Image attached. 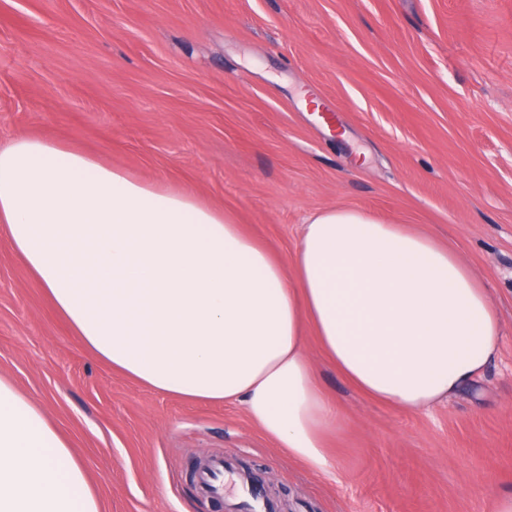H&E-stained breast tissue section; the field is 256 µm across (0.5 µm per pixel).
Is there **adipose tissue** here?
Instances as JSON below:
<instances>
[{
    "label": "adipose tissue",
    "mask_w": 512,
    "mask_h": 512,
    "mask_svg": "<svg viewBox=\"0 0 512 512\" xmlns=\"http://www.w3.org/2000/svg\"><path fill=\"white\" fill-rule=\"evenodd\" d=\"M0 228L96 358L163 395L243 404L321 473L337 412L309 340L362 395L412 411L480 377L498 347L471 268L362 210L308 216L287 263L189 191L25 137L0 147ZM0 512H101L69 443L2 377Z\"/></svg>",
    "instance_id": "ef3b65f1"
}]
</instances>
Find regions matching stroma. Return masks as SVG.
<instances>
[{
	"label": "stroma",
	"mask_w": 512,
	"mask_h": 512,
	"mask_svg": "<svg viewBox=\"0 0 512 512\" xmlns=\"http://www.w3.org/2000/svg\"><path fill=\"white\" fill-rule=\"evenodd\" d=\"M49 136L186 189L291 261L302 224L359 209L454 249L500 348L421 411L320 363L332 474L244 409L155 393L94 357L0 229V376L45 407L104 512H227L198 462L276 512H490L512 486V0H0V145Z\"/></svg>",
	"instance_id": "obj_1"
}]
</instances>
